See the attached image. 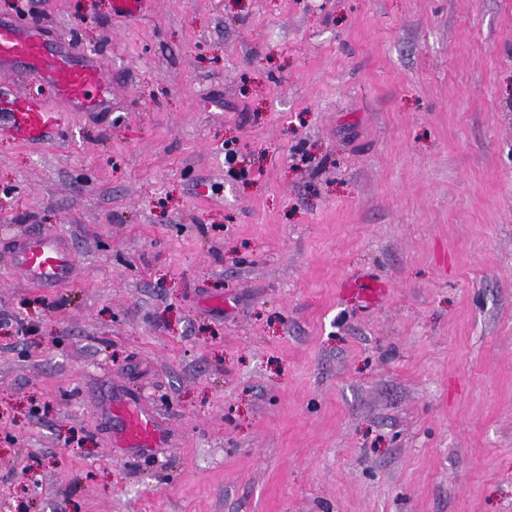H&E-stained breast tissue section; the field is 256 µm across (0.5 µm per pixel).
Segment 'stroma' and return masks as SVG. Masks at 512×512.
Returning a JSON list of instances; mask_svg holds the SVG:
<instances>
[{
	"label": "stroma",
	"mask_w": 512,
	"mask_h": 512,
	"mask_svg": "<svg viewBox=\"0 0 512 512\" xmlns=\"http://www.w3.org/2000/svg\"><path fill=\"white\" fill-rule=\"evenodd\" d=\"M18 3L111 94L0 139V512H512V0ZM15 270L30 283L54 288L74 279L69 241L41 232L27 233L11 249ZM99 407L111 424L112 418L118 421L113 437L118 448H159L168 436L167 428L142 411L131 395H116L106 406L100 402Z\"/></svg>",
	"instance_id": "stroma-1"
}]
</instances>
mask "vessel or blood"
<instances>
[{
	"label": "vessel or blood",
	"mask_w": 512,
	"mask_h": 512,
	"mask_svg": "<svg viewBox=\"0 0 512 512\" xmlns=\"http://www.w3.org/2000/svg\"><path fill=\"white\" fill-rule=\"evenodd\" d=\"M74 55L71 49L50 55L35 27L0 21V67L24 66L41 85L78 108L102 105L111 92L102 67L74 63ZM64 122V113L48 109L40 95L0 85V138L20 144L42 141ZM11 258L24 280L45 288L74 278L71 247L61 236L27 233L12 247ZM103 412L118 422L114 432L118 447L157 448L168 436L162 423L142 411L131 395L112 397Z\"/></svg>",
	"instance_id": "vessel-or-blood-1"
}]
</instances>
